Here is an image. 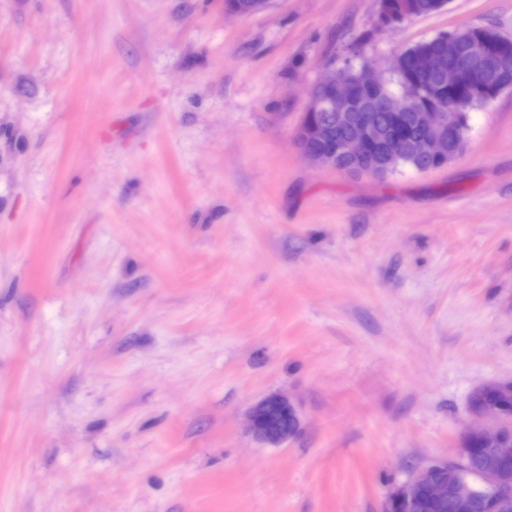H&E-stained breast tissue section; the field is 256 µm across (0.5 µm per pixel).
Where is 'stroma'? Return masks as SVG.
<instances>
[{
    "mask_svg": "<svg viewBox=\"0 0 512 512\" xmlns=\"http://www.w3.org/2000/svg\"><path fill=\"white\" fill-rule=\"evenodd\" d=\"M377 9L0 0V512H382L512 379V91L428 173L295 142L328 70L512 0ZM419 2V15L426 16L434 14L441 10L438 5L439 0H416ZM385 0L379 1L378 11L376 14L375 25L379 29H387L396 26L398 23L414 16H419L413 7L412 2L403 3V10L400 16L395 17L382 4ZM283 412L287 422L283 429L273 428V422L279 419ZM249 430L261 443L271 446H281L295 437L301 429V416L297 405L284 393H272L258 401L247 411Z\"/></svg>",
    "mask_w": 512,
    "mask_h": 512,
    "instance_id": "1",
    "label": "stroma"
}]
</instances>
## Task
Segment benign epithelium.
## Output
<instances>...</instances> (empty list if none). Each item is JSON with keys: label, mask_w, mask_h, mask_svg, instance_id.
I'll return each instance as SVG.
<instances>
[{"label": "benign epithelium", "mask_w": 512, "mask_h": 512, "mask_svg": "<svg viewBox=\"0 0 512 512\" xmlns=\"http://www.w3.org/2000/svg\"><path fill=\"white\" fill-rule=\"evenodd\" d=\"M378 6L375 25L387 29L416 16L413 3H403L400 16L395 17L385 8ZM269 0H244L238 6H225L233 15L246 16L267 8ZM402 57L396 55L387 68V74L368 66L360 78V83L372 90L382 89L390 76L398 71ZM467 64L483 72L496 68L499 58L488 44L473 46L467 56ZM342 69L333 70L318 82L310 93L307 112L296 132L297 147L312 165L324 169L337 168L338 159L349 161L352 169L362 175L378 178L395 162L400 147L397 141L388 138L378 124L362 113V102L355 93L356 83L341 75ZM471 99L462 98L449 106L438 104L431 108L421 105L418 95L409 93L402 97L400 111L413 113L416 125L422 134L408 145V151L422 162L433 166L423 169L427 173L448 165V147L454 140L459 117L467 112ZM326 109L335 112L336 125L346 129V135L336 140V146L329 151H316L311 148L315 142L327 138L326 128L312 119L308 113ZM475 422L461 434L455 458L432 460L413 471L405 480L394 484L389 490L383 505V512H391L393 502L405 509L414 507L420 497L432 501L450 502L455 512H512V440L508 431L512 430V419L490 404L470 408ZM285 414L290 425L278 429L273 422ZM249 430L261 443L281 446L295 437L301 429V416L297 405L284 393H272L258 401L247 411ZM470 437H478L486 445L480 478L485 486L481 495L475 493L468 484L448 478V471L467 458L464 442Z\"/></svg>", "instance_id": "7a95c632"}]
</instances>
